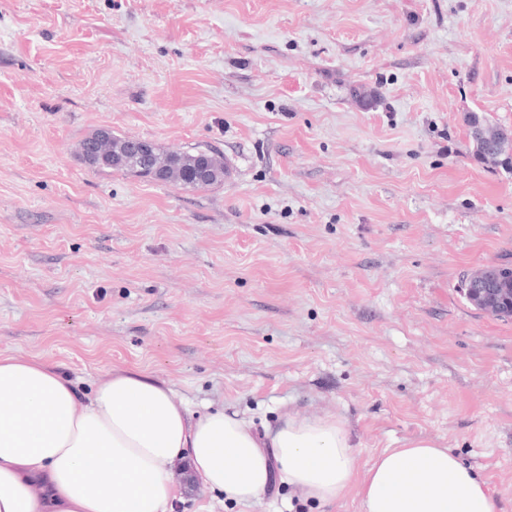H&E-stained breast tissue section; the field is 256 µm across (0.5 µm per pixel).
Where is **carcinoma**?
Wrapping results in <instances>:
<instances>
[{
	"instance_id": "cac0c4a2",
	"label": "carcinoma",
	"mask_w": 512,
	"mask_h": 512,
	"mask_svg": "<svg viewBox=\"0 0 512 512\" xmlns=\"http://www.w3.org/2000/svg\"><path fill=\"white\" fill-rule=\"evenodd\" d=\"M470 130L473 156L479 161L512 171V128L493 125L476 113L466 118ZM136 140L119 138L109 128L89 133L80 143L79 157L95 171H120L144 178L175 181L186 189L203 191L224 180V157L212 150L195 152H165L153 146L145 159L132 149Z\"/></svg>"
}]
</instances>
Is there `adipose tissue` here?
Wrapping results in <instances>:
<instances>
[{
    "instance_id": "ef3b65f1",
    "label": "adipose tissue",
    "mask_w": 512,
    "mask_h": 512,
    "mask_svg": "<svg viewBox=\"0 0 512 512\" xmlns=\"http://www.w3.org/2000/svg\"><path fill=\"white\" fill-rule=\"evenodd\" d=\"M187 462L242 507L273 480L333 504L358 487L362 512H497L473 470L419 440L359 471L335 415L286 418L264 434L221 410L192 415L143 371H109L90 394L33 355L0 351V512H173Z\"/></svg>"
}]
</instances>
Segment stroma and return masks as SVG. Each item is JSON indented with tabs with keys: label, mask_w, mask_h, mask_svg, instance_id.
<instances>
[{
	"label": "stroma",
	"mask_w": 512,
	"mask_h": 512,
	"mask_svg": "<svg viewBox=\"0 0 512 512\" xmlns=\"http://www.w3.org/2000/svg\"><path fill=\"white\" fill-rule=\"evenodd\" d=\"M472 112L512 127V0H0V350L259 432L336 415L362 471L429 440L512 512V320L459 289L512 266V173ZM99 127L230 176L92 171ZM473 156L479 161L512 171V128L490 124L476 112L466 118ZM477 131H480L479 135Z\"/></svg>",
	"instance_id": "1"
}]
</instances>
